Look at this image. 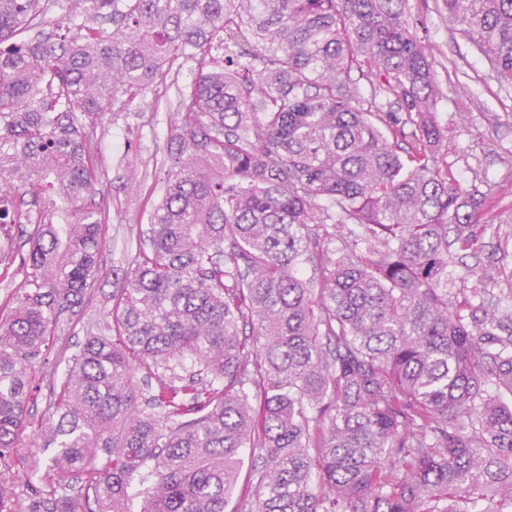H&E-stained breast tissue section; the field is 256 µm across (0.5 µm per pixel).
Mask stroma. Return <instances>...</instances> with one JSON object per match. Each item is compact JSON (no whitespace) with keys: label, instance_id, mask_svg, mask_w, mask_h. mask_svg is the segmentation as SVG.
<instances>
[{"label":"stroma","instance_id":"35a3bbf8","mask_svg":"<svg viewBox=\"0 0 512 512\" xmlns=\"http://www.w3.org/2000/svg\"><path fill=\"white\" fill-rule=\"evenodd\" d=\"M407 11L430 46L443 92L439 120L447 136L441 154L462 185H469L474 172L480 171L494 186L480 251L448 268L449 287L468 288L475 271L497 258L512 233V87L497 82L489 63L454 29L445 11L422 8L420 0H408ZM176 112L174 91L161 86L130 104L116 100L102 115L100 189L108 221L97 259L100 272L88 290L89 302L55 335L54 350L75 354L91 330L111 322L112 293L120 286L116 275L138 252L147 214L162 194L163 150ZM33 379L36 400L17 441L16 467L7 476L22 503L29 493L30 470L53 454L42 435L54 379L51 366L36 364Z\"/></svg>","mask_w":512,"mask_h":512}]
</instances>
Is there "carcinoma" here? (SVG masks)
Segmentation results:
<instances>
[{"instance_id": "1", "label": "carcinoma", "mask_w": 512, "mask_h": 512, "mask_svg": "<svg viewBox=\"0 0 512 512\" xmlns=\"http://www.w3.org/2000/svg\"><path fill=\"white\" fill-rule=\"evenodd\" d=\"M441 2L511 85L512 0ZM184 64L147 246L53 386L32 476L79 480L19 511L0 477V512H131L136 480L140 512H512V270L448 288L489 194L440 161L405 0H0V232L34 225L0 318V472L99 274L100 115Z\"/></svg>"}]
</instances>
